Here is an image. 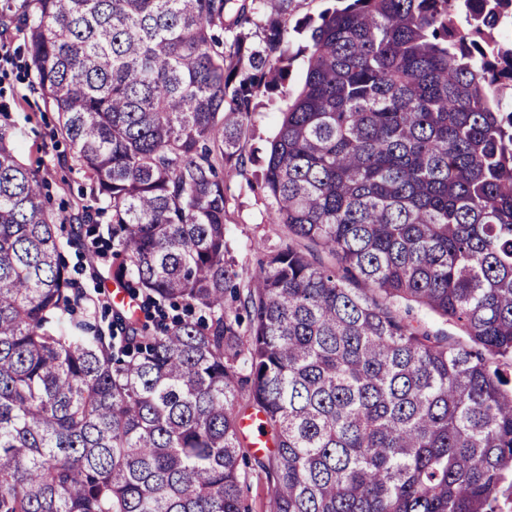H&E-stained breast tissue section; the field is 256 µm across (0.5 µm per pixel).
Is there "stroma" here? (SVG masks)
I'll list each match as a JSON object with an SVG mask.
<instances>
[{
  "label": "stroma",
  "mask_w": 512,
  "mask_h": 512,
  "mask_svg": "<svg viewBox=\"0 0 512 512\" xmlns=\"http://www.w3.org/2000/svg\"><path fill=\"white\" fill-rule=\"evenodd\" d=\"M26 60L22 37L13 32L1 34L0 124L10 126L18 158L38 167L49 196L50 211L95 213L88 179L84 171L73 166L70 146L56 131L57 115L44 104L33 77L27 75ZM257 101L259 106L242 140L244 164L224 174L227 258L242 284L265 262L269 252L288 240L287 229L274 223L271 201L259 186V160L276 133L277 107L263 95ZM99 226L100 237H82L80 244L66 248L63 256L80 287L93 297L89 312L106 329L116 324L117 308L112 300L115 283L107 220H100Z\"/></svg>",
  "instance_id": "stroma-1"
}]
</instances>
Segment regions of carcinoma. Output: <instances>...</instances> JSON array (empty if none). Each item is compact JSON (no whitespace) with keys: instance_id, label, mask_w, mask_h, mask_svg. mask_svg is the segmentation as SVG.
Instances as JSON below:
<instances>
[{"instance_id":"1","label":"carcinoma","mask_w":512,"mask_h":512,"mask_svg":"<svg viewBox=\"0 0 512 512\" xmlns=\"http://www.w3.org/2000/svg\"><path fill=\"white\" fill-rule=\"evenodd\" d=\"M291 2L0 0L111 213L115 281L183 311L117 349L77 312V217L1 126L0 512H249L251 462L268 512H497L512 489V0L327 8L296 25L295 94ZM261 92L287 101L261 177L289 241L242 287L217 168Z\"/></svg>"}]
</instances>
